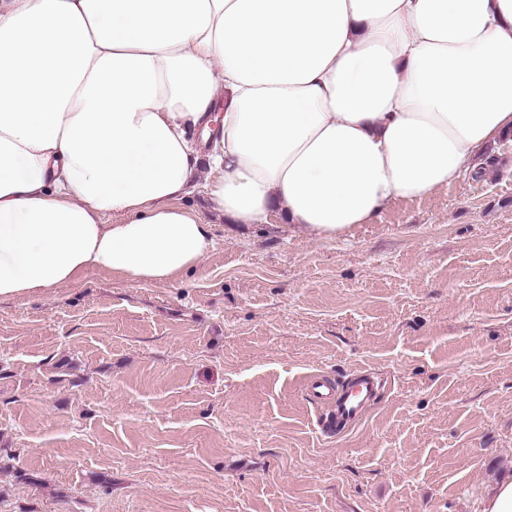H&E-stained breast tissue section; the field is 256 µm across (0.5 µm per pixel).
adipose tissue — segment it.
Listing matches in <instances>:
<instances>
[{"label": "adipose tissue", "instance_id": "ef3b65f1", "mask_svg": "<svg viewBox=\"0 0 512 512\" xmlns=\"http://www.w3.org/2000/svg\"><path fill=\"white\" fill-rule=\"evenodd\" d=\"M511 129L512 0H0V298L191 271L203 162L214 212L333 239Z\"/></svg>", "mask_w": 512, "mask_h": 512}]
</instances>
